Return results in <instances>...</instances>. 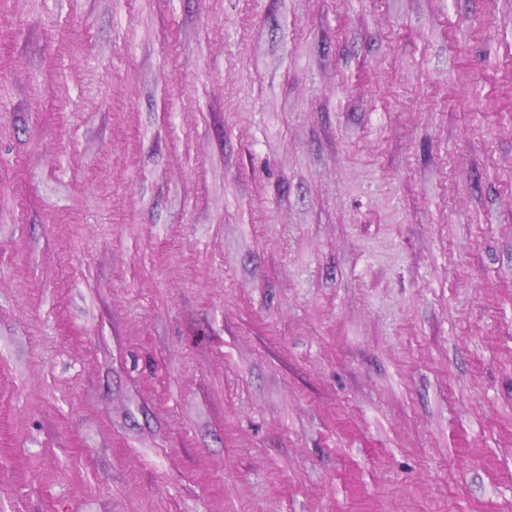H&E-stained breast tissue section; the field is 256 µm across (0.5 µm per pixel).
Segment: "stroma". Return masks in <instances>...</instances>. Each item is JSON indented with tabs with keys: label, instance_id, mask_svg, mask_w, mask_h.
I'll return each instance as SVG.
<instances>
[{
	"label": "stroma",
	"instance_id": "obj_1",
	"mask_svg": "<svg viewBox=\"0 0 512 512\" xmlns=\"http://www.w3.org/2000/svg\"><path fill=\"white\" fill-rule=\"evenodd\" d=\"M0 512H512V0H0Z\"/></svg>",
	"mask_w": 512,
	"mask_h": 512
}]
</instances>
